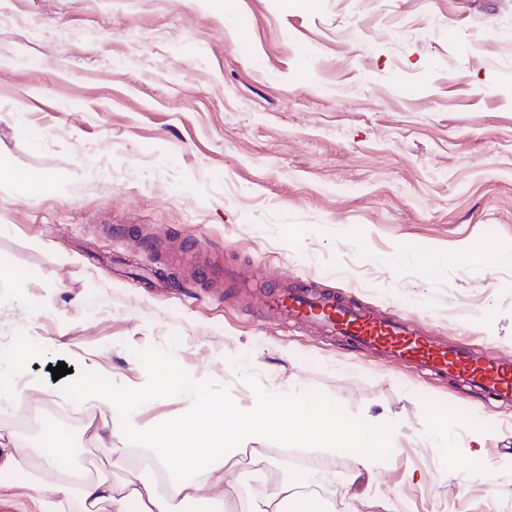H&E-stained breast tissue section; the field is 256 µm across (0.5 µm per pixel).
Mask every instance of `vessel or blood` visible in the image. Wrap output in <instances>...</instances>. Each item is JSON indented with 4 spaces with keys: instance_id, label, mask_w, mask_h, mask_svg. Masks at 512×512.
Returning <instances> with one entry per match:
<instances>
[{
    "instance_id": "1",
    "label": "vessel or blood",
    "mask_w": 512,
    "mask_h": 512,
    "mask_svg": "<svg viewBox=\"0 0 512 512\" xmlns=\"http://www.w3.org/2000/svg\"><path fill=\"white\" fill-rule=\"evenodd\" d=\"M266 306L281 322L324 336H343L350 344L389 361L439 379L456 380L505 403L512 401V356L479 354L472 348L424 335L409 320L356 306L306 283H277L267 296Z\"/></svg>"
}]
</instances>
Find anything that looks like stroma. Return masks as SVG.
Returning a JSON list of instances; mask_svg holds the SVG:
<instances>
[{
	"label": "stroma",
	"instance_id": "35a3bbf8",
	"mask_svg": "<svg viewBox=\"0 0 512 512\" xmlns=\"http://www.w3.org/2000/svg\"><path fill=\"white\" fill-rule=\"evenodd\" d=\"M0 162V348L48 342L1 431L105 465L51 366L133 399L172 353L228 409L298 383L384 417L368 473L276 437L241 453L337 465L320 512H512V409L259 316L288 277L512 355V262L414 256L512 253V0H0ZM511 262V255H504L497 250L487 249L484 251H480L477 253H471L467 255H448V257L444 256H433L431 257L429 264L431 267H435L442 263H451L454 265H478L484 263H500V262Z\"/></svg>",
	"mask_w": 512,
	"mask_h": 512
}]
</instances>
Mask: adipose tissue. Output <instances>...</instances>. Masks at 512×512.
<instances>
[{
	"mask_svg": "<svg viewBox=\"0 0 512 512\" xmlns=\"http://www.w3.org/2000/svg\"><path fill=\"white\" fill-rule=\"evenodd\" d=\"M38 342V337L29 336L24 348L0 352V408L20 401L29 349ZM66 390L88 406H106L94 428L109 438L120 441L145 432L151 476L117 487L110 476L81 464L62 467V460L74 454L68 442L36 450L0 432V489L13 487L14 477L24 470L37 472L39 487L45 492L40 512H177L178 507L191 504L202 505L204 512H224L223 493H208L207 487L211 480H223L225 472L238 467L246 440L275 435L316 448H345L367 471L388 436L376 419L343 420L313 397L283 406L260 397L247 409L224 408L210 402L203 380L173 357L154 359L148 391L131 402L114 399L108 385L87 387L72 382ZM157 395L182 402L184 415L175 423L159 421L142 428L139 417ZM306 480L305 473L297 472L264 484L247 503L246 512H287L291 507L307 512L309 503L300 499L298 491Z\"/></svg>",
	"mask_w": 512,
	"mask_h": 512,
	"instance_id": "ef3b65f1",
	"label": "adipose tissue"
}]
</instances>
